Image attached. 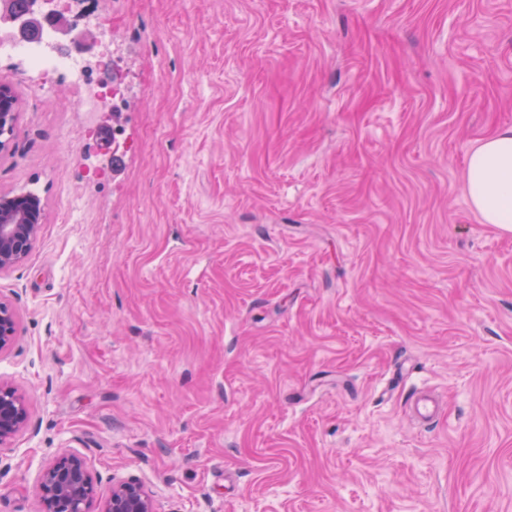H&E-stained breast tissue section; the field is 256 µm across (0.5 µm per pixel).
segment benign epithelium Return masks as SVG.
Instances as JSON below:
<instances>
[{
  "mask_svg": "<svg viewBox=\"0 0 512 512\" xmlns=\"http://www.w3.org/2000/svg\"><path fill=\"white\" fill-rule=\"evenodd\" d=\"M42 215L36 202L23 194L0 193V272L25 260L38 235ZM11 306L0 299V351L15 333ZM28 423L25 395L0 381V446L8 443ZM41 512H86L96 488L83 458L57 456L39 482ZM102 512H156L152 494L133 480H115Z\"/></svg>",
  "mask_w": 512,
  "mask_h": 512,
  "instance_id": "7a95c632",
  "label": "benign epithelium"
}]
</instances>
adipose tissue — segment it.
Masks as SVG:
<instances>
[{"instance_id": "1", "label": "adipose tissue", "mask_w": 512, "mask_h": 512, "mask_svg": "<svg viewBox=\"0 0 512 512\" xmlns=\"http://www.w3.org/2000/svg\"><path fill=\"white\" fill-rule=\"evenodd\" d=\"M470 204L484 223L512 229V126L499 129L468 157Z\"/></svg>"}]
</instances>
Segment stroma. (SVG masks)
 Wrapping results in <instances>:
<instances>
[{
    "label": "stroma",
    "mask_w": 512,
    "mask_h": 512,
    "mask_svg": "<svg viewBox=\"0 0 512 512\" xmlns=\"http://www.w3.org/2000/svg\"><path fill=\"white\" fill-rule=\"evenodd\" d=\"M95 7L126 95L93 133L71 78L0 58V192L44 208L0 273V512L64 451L89 512L116 478L158 512H512V230L466 184L512 126V0ZM28 423L25 395L0 381V446L8 443ZM409 413L420 425L430 426L437 421L440 408L434 398L424 396L413 401Z\"/></svg>",
    "instance_id": "stroma-1"
}]
</instances>
